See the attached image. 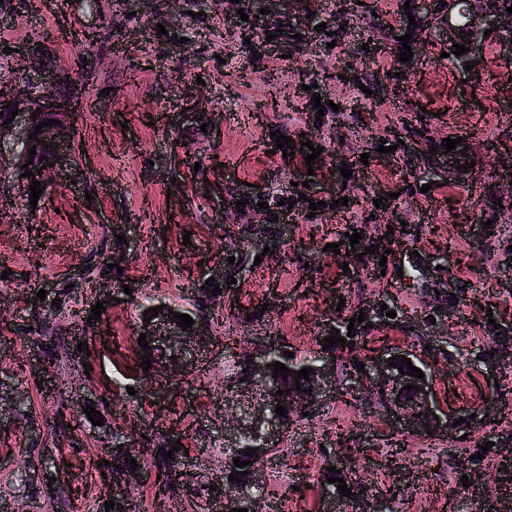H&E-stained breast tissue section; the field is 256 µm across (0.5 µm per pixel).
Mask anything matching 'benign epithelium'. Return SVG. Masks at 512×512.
Masks as SVG:
<instances>
[{"mask_svg": "<svg viewBox=\"0 0 512 512\" xmlns=\"http://www.w3.org/2000/svg\"><path fill=\"white\" fill-rule=\"evenodd\" d=\"M456 0L448 2L447 19L445 21L448 45L459 41V29L454 21ZM468 29L471 40L470 52L466 53V60L471 65L482 60V56L475 52L479 38L484 31L494 28L498 33H512V15L500 12L495 0H482V7L471 12L468 16ZM31 63L30 69L16 81H3L0 83V104L4 112H18L11 123L5 125L0 119V144L9 140L11 149L9 158L0 155V169L9 170L17 177L20 185H29L32 181L40 182L44 186L48 178L61 168L66 161L65 149H73V126L67 123L64 116L72 113L74 104L60 90L59 77L42 64L45 60V50L29 47L27 51ZM37 117H32V114ZM56 116L58 123L52 127H43L42 133L34 138L29 134L34 127L49 121V116ZM36 147V154L30 156L28 151ZM35 173V177H25L26 171ZM146 333V340L151 346L150 352L154 357V370L161 376L169 379L178 376V371L166 357L168 350L178 344H184L198 350L203 348L200 339L208 338V334L195 328L193 331H184L177 326V321L168 317H153L146 328L139 329ZM277 351L266 338L254 344L251 351L250 368L243 376L238 378L230 376V388L233 404H224V423H232L234 429V443L236 448L247 440L251 447L257 449V461L266 460L273 451L280 447L284 438L285 425L281 417L275 413L279 404L276 391L279 390L281 377H272V369L268 365L277 361ZM415 356L407 351H383L374 356L365 372L352 371L350 385L345 393L350 397H357L367 391H384L383 397L388 412V424L393 433H419L426 436L437 434L450 427L448 416L439 413L434 398V384L432 376L427 373L424 366L419 369L424 372V378L417 379L409 375L400 374L399 370L388 366V363H401V359ZM317 362L315 372L309 374L306 387L312 389L311 394L296 391L288 403V410L292 413L312 412L326 396L325 377L330 373V367L336 364V354L332 351L320 350L314 355ZM415 385L407 391L404 386ZM439 419H434V416ZM132 432L127 430L121 439H112V464L119 463L131 446ZM122 449H117V446ZM137 473L126 472L122 480L112 485L111 500L124 501L130 496V489L136 480Z\"/></svg>", "mask_w": 512, "mask_h": 512, "instance_id": "1", "label": "benign epithelium"}]
</instances>
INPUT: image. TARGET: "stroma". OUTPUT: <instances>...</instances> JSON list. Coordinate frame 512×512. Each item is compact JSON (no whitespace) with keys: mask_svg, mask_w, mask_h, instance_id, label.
<instances>
[{"mask_svg":"<svg viewBox=\"0 0 512 512\" xmlns=\"http://www.w3.org/2000/svg\"><path fill=\"white\" fill-rule=\"evenodd\" d=\"M308 10L281 0H38L29 15L0 10V74L20 77L29 46L52 32L89 31L81 59L72 41L50 43L52 68L77 105L75 150L38 201L0 176V512H100L103 428L145 430L152 455L164 435L184 434L187 474L212 475L222 450L224 354L282 336L295 360L313 355L329 329L383 337L434 371L451 436H405L390 457L379 395L343 398L347 348L337 347L334 397L290 415L283 453L263 464L287 475L291 501L322 512L325 450L344 442L340 466L355 493L389 499L391 512H493L512 502V63L465 70L444 58L438 21L402 44L407 9L429 17L432 0H368L395 38L344 16L336 0ZM279 27L264 41L267 27ZM414 55L398 56L404 46ZM348 72L369 88L337 83ZM325 110H318V103ZM293 140L276 152L272 132ZM473 138L474 168L448 183L444 139ZM393 152L378 153L380 142ZM321 147L306 164L309 146ZM352 174L342 177L341 166ZM293 201L280 215L276 196ZM388 198L387 208L375 200ZM246 200L240 218L237 200ZM318 210H310V202ZM361 231L362 256L348 235ZM274 244L263 254L262 243ZM338 251H330V244ZM239 258L224 292L223 326L184 379L192 402L172 397L125 407L126 388L151 379L135 337L145 310L199 313L211 268ZM122 258V269L111 268ZM111 286L92 316L95 290ZM45 300H38L39 290ZM495 422L474 418L488 394ZM95 406L101 425L85 414ZM490 449L479 452L478 447ZM66 493L51 492L49 477Z\"/></svg>","mask_w":512,"mask_h":512,"instance_id":"1","label":"stroma"}]
</instances>
